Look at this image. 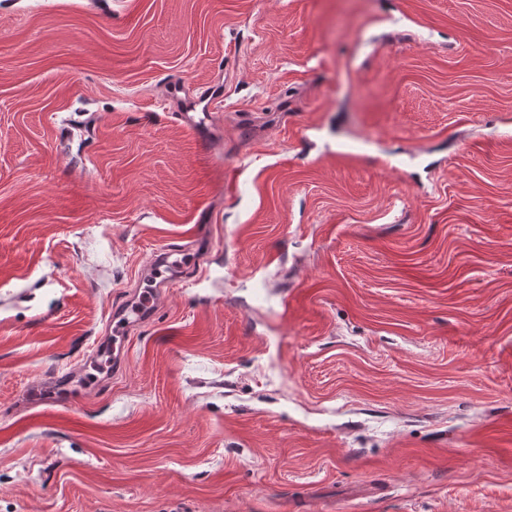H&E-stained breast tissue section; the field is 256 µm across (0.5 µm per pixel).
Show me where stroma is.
<instances>
[{
    "label": "stroma",
    "instance_id": "35a3bbf8",
    "mask_svg": "<svg viewBox=\"0 0 512 512\" xmlns=\"http://www.w3.org/2000/svg\"><path fill=\"white\" fill-rule=\"evenodd\" d=\"M0 512H512V0H0ZM199 104L204 103L202 112H183L176 111V120L183 126H187L193 128L195 132L198 134L200 138L205 137L204 131L205 129L210 130V126L212 125L213 115L210 112V100L208 97L202 99V95L198 97ZM201 113L203 117L197 116V114ZM159 299V293L156 290L144 291L129 304L120 309H113L110 324L112 325V336L115 338L114 350H116L117 340L120 341L118 348H124L127 334L132 327L145 320L144 317L153 311Z\"/></svg>",
    "mask_w": 512,
    "mask_h": 512
}]
</instances>
